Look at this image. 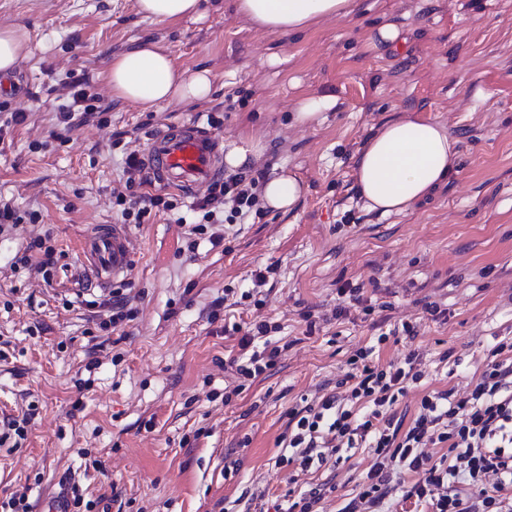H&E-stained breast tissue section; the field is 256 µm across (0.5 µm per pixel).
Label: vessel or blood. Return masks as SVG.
<instances>
[{
  "mask_svg": "<svg viewBox=\"0 0 512 512\" xmlns=\"http://www.w3.org/2000/svg\"><path fill=\"white\" fill-rule=\"evenodd\" d=\"M142 159L160 186L190 193L223 172L224 144L198 124H175L148 135ZM132 256L130 233L122 224L96 225L81 242V263L100 287L127 272Z\"/></svg>",
  "mask_w": 512,
  "mask_h": 512,
  "instance_id": "1",
  "label": "vessel or blood"
}]
</instances>
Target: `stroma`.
I'll return each mask as SVG.
<instances>
[{"label": "stroma", "instance_id": "stroma-1", "mask_svg": "<svg viewBox=\"0 0 512 512\" xmlns=\"http://www.w3.org/2000/svg\"><path fill=\"white\" fill-rule=\"evenodd\" d=\"M2 26L30 42L10 75L21 89L8 109L28 118L0 137V198L38 220L0 234V418L37 407L27 441L0 447V501L24 487L36 505L69 479L98 499L96 512H259L324 484L322 512H341L373 451L299 476L276 466L302 398L334 389L358 349L384 366L415 351L424 376L396 407L410 417L425 393H463L491 349L512 343V0H351L347 14L289 34L257 28L236 0H203L201 19L170 21L142 17L136 0H0ZM384 26L397 43L381 39ZM143 46L183 72L208 70L212 94L156 107L113 98V56ZM70 76L88 77L108 124L57 128ZM228 96L237 105L218 136L247 147L248 164L296 177L295 208L193 249L175 222L197 219L181 195L175 211L130 225L131 273L90 284L80 241L120 221L124 151L173 123L206 125ZM310 97L333 105L298 124ZM418 118L456 140V174L404 213L367 210L355 200L367 140ZM44 234L64 252L48 284L11 264ZM265 268L262 297L250 296ZM349 285L362 287L360 304L342 295ZM228 288L241 303L213 307ZM116 291L135 317L100 331L86 303ZM257 317L284 349L225 399L224 364Z\"/></svg>", "mask_w": 512, "mask_h": 512}]
</instances>
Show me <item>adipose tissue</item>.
Instances as JSON below:
<instances>
[{
  "instance_id": "adipose-tissue-1",
  "label": "adipose tissue",
  "mask_w": 512,
  "mask_h": 512,
  "mask_svg": "<svg viewBox=\"0 0 512 512\" xmlns=\"http://www.w3.org/2000/svg\"><path fill=\"white\" fill-rule=\"evenodd\" d=\"M349 9L350 0H237L238 12L271 32L301 31ZM107 80L114 97L146 106L199 100L212 92L208 71H178L169 56L150 48L115 57ZM457 158V143L443 125L426 119L388 122L361 153L359 193L370 210L403 213L450 177Z\"/></svg>"
}]
</instances>
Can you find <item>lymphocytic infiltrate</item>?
<instances>
[{"mask_svg":"<svg viewBox=\"0 0 512 512\" xmlns=\"http://www.w3.org/2000/svg\"><path fill=\"white\" fill-rule=\"evenodd\" d=\"M71 89L56 115L66 130L103 111L89 82L72 83ZM124 173L123 189L112 192L122 223H142L155 208L175 209V195L148 193L152 178L138 154L126 156ZM266 175L263 168L228 171L211 182L192 204L201 219L191 224L190 234L216 246L224 239V225L262 216ZM137 186L142 192L136 196L132 190ZM505 350L502 344L494 349L464 396L450 390L425 394L408 424L393 407L423 376L416 355L384 369L366 364V351H359L364 365L346 374L345 396L332 393L290 411L291 433L282 439L276 466L295 463L305 472L366 446L375 460L342 512H381L392 483L406 473L416 478L408 497L425 505L426 512H512V363L504 360ZM439 446L443 454L433 455Z\"/></svg>","mask_w":512,"mask_h":512,"instance_id":"1","label":"lymphocytic infiltrate"}]
</instances>
